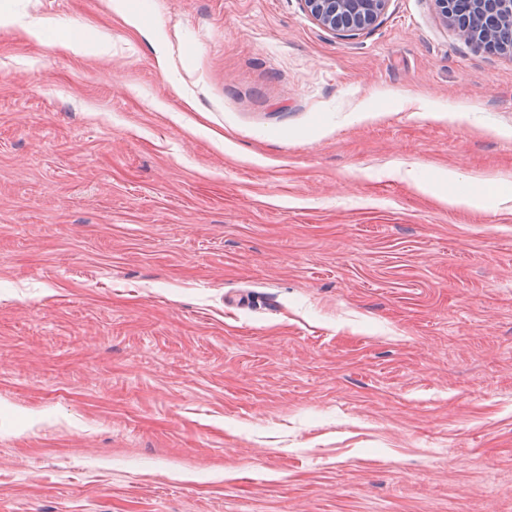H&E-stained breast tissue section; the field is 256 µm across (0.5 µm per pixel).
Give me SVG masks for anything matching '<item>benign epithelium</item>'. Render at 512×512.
<instances>
[{"label": "benign epithelium", "mask_w": 512, "mask_h": 512, "mask_svg": "<svg viewBox=\"0 0 512 512\" xmlns=\"http://www.w3.org/2000/svg\"><path fill=\"white\" fill-rule=\"evenodd\" d=\"M307 11L321 26L333 31L357 35L371 27L384 13L388 0H303ZM445 19L457 25L462 38L488 55L503 52L506 45L497 42L500 31L512 29V0H468L476 4L478 16L461 8L457 0H436Z\"/></svg>", "instance_id": "7a95c632"}]
</instances>
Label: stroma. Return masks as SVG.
Returning a JSON list of instances; mask_svg holds the SVG:
<instances>
[{
  "label": "stroma",
  "mask_w": 512,
  "mask_h": 512,
  "mask_svg": "<svg viewBox=\"0 0 512 512\" xmlns=\"http://www.w3.org/2000/svg\"><path fill=\"white\" fill-rule=\"evenodd\" d=\"M139 2L0 0V512H512V55Z\"/></svg>",
  "instance_id": "obj_1"
}]
</instances>
